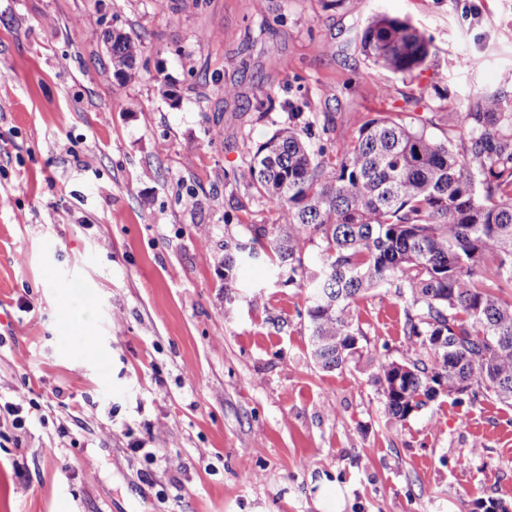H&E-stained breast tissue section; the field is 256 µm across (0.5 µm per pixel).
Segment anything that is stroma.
Returning <instances> with one entry per match:
<instances>
[{
  "label": "stroma",
  "mask_w": 512,
  "mask_h": 512,
  "mask_svg": "<svg viewBox=\"0 0 512 512\" xmlns=\"http://www.w3.org/2000/svg\"><path fill=\"white\" fill-rule=\"evenodd\" d=\"M377 15L424 31L432 66L372 65ZM114 29L141 41L138 81L112 76ZM492 94L512 98V0H0V403L30 405L20 429L0 414V512L512 503L511 408L386 413L370 358L405 356L404 299L358 300L365 354L327 372L305 289L266 257L224 266L277 218L227 178L241 138L297 110L332 155L382 112L456 145L449 113ZM76 280L95 291L85 342Z\"/></svg>",
  "instance_id": "1"
}]
</instances>
